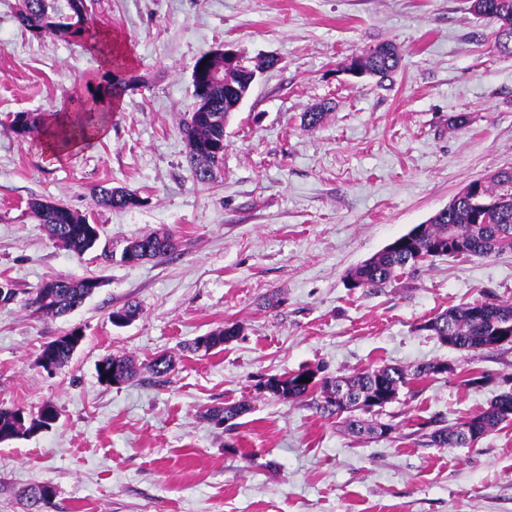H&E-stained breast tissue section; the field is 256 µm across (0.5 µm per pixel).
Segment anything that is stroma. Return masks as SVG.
I'll return each mask as SVG.
<instances>
[{
	"mask_svg": "<svg viewBox=\"0 0 512 512\" xmlns=\"http://www.w3.org/2000/svg\"><path fill=\"white\" fill-rule=\"evenodd\" d=\"M0 0V408L50 428L0 443V512H24L23 490L51 484L45 512H512V421L460 448L425 446L417 429L486 408L512 389V346L461 352L422 328L451 307L512 302V253L425 263L379 292L348 288L347 272L424 223L470 181L512 166V55L468 0H95L144 79L120 99L110 133L54 162L13 131L18 112H52L102 72L76 39L36 38ZM394 43L402 59L381 81L348 74L353 55ZM275 56L224 129V161L197 184L181 123L193 112L192 70L205 52ZM327 109L306 128L304 112ZM467 115L464 128L451 126ZM138 191L143 206L94 205L95 186ZM59 201L101 228L77 257L52 241L31 200ZM173 236L166 257L127 264L128 241ZM97 276L81 307L51 317L27 307L42 283ZM276 307H268L269 297ZM141 312L118 328L112 311ZM236 324L222 351L197 337ZM83 340L63 368L43 346ZM137 375L110 386L103 358ZM171 356L154 377L148 363ZM433 362L446 374L400 391L372 422L398 430L357 438L317 405L259 381L305 367L349 376ZM488 376L480 388L470 376ZM243 403L220 424L210 410ZM112 371L121 378L120 384L129 381L134 374L132 363L126 358L119 356L106 357L98 365L97 372L99 377L105 375L110 376L112 379Z\"/></svg>",
	"mask_w": 512,
	"mask_h": 512,
	"instance_id": "1",
	"label": "stroma"
}]
</instances>
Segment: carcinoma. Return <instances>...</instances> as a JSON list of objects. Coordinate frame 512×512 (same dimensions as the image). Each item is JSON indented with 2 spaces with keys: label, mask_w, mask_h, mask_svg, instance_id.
Segmentation results:
<instances>
[{
  "label": "carcinoma",
  "mask_w": 512,
  "mask_h": 512,
  "mask_svg": "<svg viewBox=\"0 0 512 512\" xmlns=\"http://www.w3.org/2000/svg\"><path fill=\"white\" fill-rule=\"evenodd\" d=\"M470 12L477 18L496 26L495 41L499 51L512 54V0H469ZM16 19L21 27L37 38H82L91 48H97L99 32L92 18L85 12L71 17L68 5L58 0H19ZM400 56L397 48L389 43L379 44L365 54L362 67L367 74L385 80L397 70ZM104 83L88 94L71 98L74 108L81 115V122L88 125L96 113L105 110L104 101L117 98L129 83L140 79L131 67L128 56L118 50L101 54ZM201 97L207 101L209 111L193 112L182 126L186 141L187 157L196 182L207 184L214 178L215 170L224 161V125L232 108L231 100L224 97V65L219 56L211 59L198 79ZM30 134L29 144H38L40 135L52 132L62 142L67 134L53 126L56 117L42 112L26 113ZM137 194L126 187L99 185L92 190L95 206L105 209H126L125 196ZM35 217L43 225L50 239L68 240V250L77 257L93 250L100 240L101 231L89 236L83 229L86 216L70 208H59L51 201L33 200L29 203ZM150 247L148 258H160L174 250L172 238L165 234L150 233L137 238ZM512 252V167L499 169L478 180L468 192L456 195L442 210L397 238V244L385 247L379 253L349 270L346 278L349 287L365 291H378L391 283L405 270H419L433 258L459 256L488 258ZM91 296L86 279L58 277L43 283L28 299L27 305L46 316H64L81 306ZM512 325V303L487 299L461 307H451L422 325L448 347L462 352L498 349L500 329ZM238 335V327L231 325L195 339L194 347L209 351L231 341ZM98 376L117 373L121 382L129 381L134 368L132 363L117 356L104 358L98 364ZM448 372L439 363L418 367L410 374L398 367L367 369L342 378L347 391L343 402L335 397L336 381L320 376V369H302L286 376H271L258 383L261 389L285 400H297L320 389L323 395L321 408L333 415L339 412L362 410L373 412L394 402L399 391L420 378L434 377ZM308 381L303 382L301 378ZM28 415L24 409H0V442L18 439L31 431V425L22 421ZM512 420V390L498 394L478 414L440 426L438 422L421 424V436L426 445L436 448H459L471 444L505 421ZM347 427L355 434L381 437L383 431L392 432V423L377 426L359 419L346 420ZM55 496L49 484L35 485L25 494L26 512H44Z\"/></svg>",
  "instance_id": "carcinoma-1"
}]
</instances>
